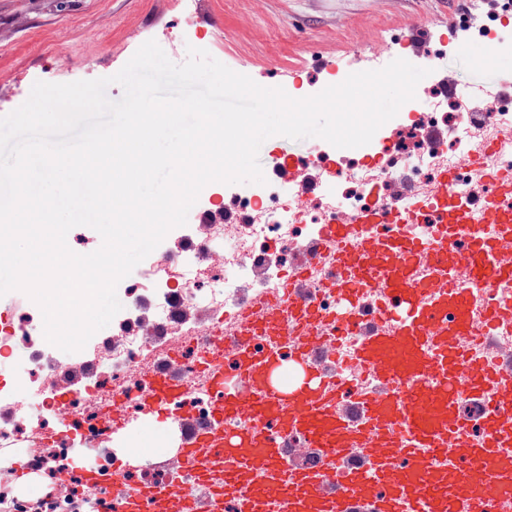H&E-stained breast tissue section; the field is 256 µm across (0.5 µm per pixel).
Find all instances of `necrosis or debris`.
I'll return each instance as SVG.
<instances>
[{"instance_id":"4bbe7bcc","label":"necrosis or debris","mask_w":512,"mask_h":512,"mask_svg":"<svg viewBox=\"0 0 512 512\" xmlns=\"http://www.w3.org/2000/svg\"><path fill=\"white\" fill-rule=\"evenodd\" d=\"M421 94L432 99V107L414 108L381 165L322 153L317 161L330 179L320 194L291 198L271 179L252 194L226 199L237 213H249L246 223L188 224L169 231L161 250L145 261L147 287L124 284L127 303L113 318L111 335L93 336L81 351L59 358L44 338L36 304L18 315L0 313V368L26 366L23 390L40 403L38 411L19 412L20 389L0 379V512H117L118 492L88 489L68 462L74 449L85 448L93 467L110 471L117 458L102 447L100 436L113 403H121L127 415L145 414L141 369L161 370L177 360L191 393L173 404L171 419L189 413L211 426L217 395L202 372L220 347L225 325L254 302L279 295L292 255L306 252L322 225L364 206H382L397 184L438 180L483 139L495 144L483 160L485 171L512 173V112L476 117L457 111L430 82ZM439 124L448 130L446 139L428 142L427 127ZM191 309L199 314L192 323L184 318ZM71 369L79 372L78 385L59 393L52 376ZM18 463L45 482L41 496L19 493L5 481Z\"/></svg>"}]
</instances>
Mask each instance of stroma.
<instances>
[{
    "label": "stroma",
    "instance_id": "1",
    "mask_svg": "<svg viewBox=\"0 0 512 512\" xmlns=\"http://www.w3.org/2000/svg\"><path fill=\"white\" fill-rule=\"evenodd\" d=\"M0 0V117L35 82L110 77L140 44L155 40L184 63L204 49L264 87L276 79L310 86L320 57L348 60L373 45L397 50L407 20L457 13L455 0ZM197 37L181 40L184 26Z\"/></svg>",
    "mask_w": 512,
    "mask_h": 512
}]
</instances>
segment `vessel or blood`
<instances>
[{"label":"vessel or blood","mask_w":512,"mask_h":512,"mask_svg":"<svg viewBox=\"0 0 512 512\" xmlns=\"http://www.w3.org/2000/svg\"><path fill=\"white\" fill-rule=\"evenodd\" d=\"M463 19L445 24L457 42L485 37L477 67L512 57V27L490 32L487 12L512 13V0H469ZM427 28L410 25L394 58L418 60L439 90L455 92V78L438 67L426 41ZM374 57L353 63L319 59L324 85L346 78L354 66L373 69ZM459 178L446 171L437 183L417 188L436 214L438 233L410 236L417 216L400 201L384 210L362 209L323 225L315 251L304 253L278 299L250 306L225 327L223 358L207 362L208 386L218 393L212 415L221 431L189 427L181 455L196 470L195 489L179 482L128 484L127 468L109 474L88 469L93 489H120V512H512V373L483 361L471 341L503 310L475 305L476 284L512 280V209L495 197L462 202L448 186ZM495 227L486 234L484 225ZM325 267L327 286L344 309L329 315L307 287L314 267ZM361 328L353 364L376 380L375 391H350L345 371L313 364L310 336L342 335ZM290 339L291 355L280 342ZM237 379L229 381L225 359ZM146 407L155 422L166 420L172 402L188 386L177 366L146 372ZM463 398L491 401L508 416L491 415L480 438L456 419ZM351 401L353 410L339 405ZM303 433L320 453L315 468L290 465L283 442Z\"/></svg>","instance_id":"1"}]
</instances>
